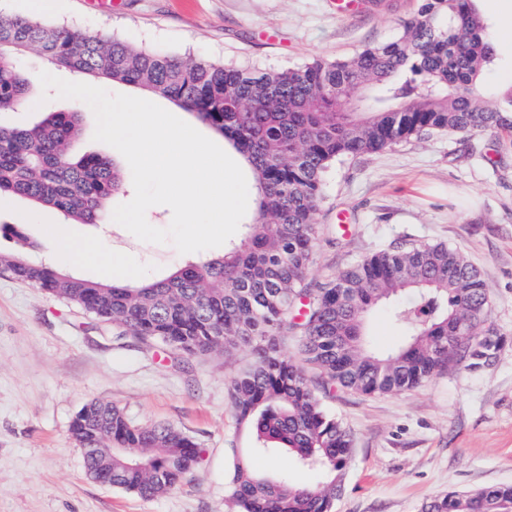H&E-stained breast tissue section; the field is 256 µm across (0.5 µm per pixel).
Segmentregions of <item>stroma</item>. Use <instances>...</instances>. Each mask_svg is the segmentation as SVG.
<instances>
[{
  "label": "stroma",
  "mask_w": 512,
  "mask_h": 512,
  "mask_svg": "<svg viewBox=\"0 0 512 512\" xmlns=\"http://www.w3.org/2000/svg\"><path fill=\"white\" fill-rule=\"evenodd\" d=\"M418 0H361L336 14L330 0H122L104 13L87 0H57L37 13L29 0H0V12L185 57L264 69L342 60L395 37ZM495 60L480 90L493 100L512 87V0H477ZM19 65L36 85L38 106L0 112V125L29 127L47 112L77 111L78 154L115 159L95 141L83 101L43 89L54 71L28 55ZM57 72V71H54ZM59 78L75 81L62 70ZM309 284L335 277L360 258L397 246L442 243L480 272L489 289L486 325L508 341L481 371L447 369L399 394L314 389L350 429L354 452L334 512H420L451 491L512 486V132L432 133L336 162L324 180ZM0 251L54 264L59 236L80 233L130 254L141 273L168 276L185 260L172 243L139 240L118 224H79L56 209L16 198L0 202ZM240 349L185 355L139 340L0 270V512H232L224 482L232 449L253 438L236 421L228 388L250 363ZM91 400L122 407L135 422L171 424L200 449L183 485L145 500L86 473L70 425Z\"/></svg>",
  "instance_id": "1"
}]
</instances>
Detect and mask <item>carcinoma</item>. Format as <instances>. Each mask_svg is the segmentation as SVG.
I'll use <instances>...</instances> for the list:
<instances>
[{
    "mask_svg": "<svg viewBox=\"0 0 512 512\" xmlns=\"http://www.w3.org/2000/svg\"><path fill=\"white\" fill-rule=\"evenodd\" d=\"M476 0H420L393 39L336 61L257 70L140 49L78 28L0 13V112L27 101L32 79L15 59L35 53L56 67L149 90L220 133L253 170L256 207L239 243L217 259L188 261L164 278L102 283L40 267L31 286L112 317L146 341L188 355L247 348L252 362L231 381L239 423L254 450L316 470L295 487L234 456L224 485L233 512H333L353 437L316 395L305 368L282 350L291 329L325 386L397 394L450 367L490 365L506 337L482 331L489 290L454 249L422 244L363 257L317 288H302L313 260L324 176L342 158L432 132H512V89L500 101L472 91L493 62ZM362 91L341 101L336 86ZM80 114L52 112L32 128L0 126V199L21 198L95 224L104 202L125 192L117 164L77 155ZM28 264L0 252L7 271ZM406 325L386 351L369 347L366 320L379 304ZM90 476L153 499L177 489L199 462L197 445L170 424L140 426L115 404L91 401L71 424ZM421 512H512V486L450 492Z\"/></svg>",
    "mask_w": 512,
    "mask_h": 512,
    "instance_id": "cac0c4a2",
    "label": "carcinoma"
}]
</instances>
